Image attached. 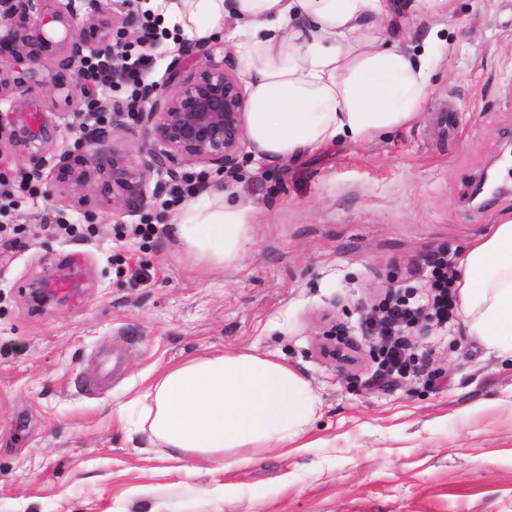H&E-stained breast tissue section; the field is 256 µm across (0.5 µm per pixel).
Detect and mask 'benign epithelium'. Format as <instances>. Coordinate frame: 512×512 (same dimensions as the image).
Segmentation results:
<instances>
[{
	"mask_svg": "<svg viewBox=\"0 0 512 512\" xmlns=\"http://www.w3.org/2000/svg\"><path fill=\"white\" fill-rule=\"evenodd\" d=\"M131 0H0V105L8 114L29 111L30 100L44 85V72H53V90L81 112L82 101L71 77L84 73L93 56H122L124 41L147 37L133 30ZM247 94L240 77L213 52L191 65L173 62L164 82L144 88L134 120L139 125L146 158L130 161L118 146L105 159L110 129L126 115L120 101L103 107L112 111V123L39 166H51L56 187L81 207L90 191L102 183L112 191V207L135 212L144 209L163 186L174 181L188 165L214 166L230 174L235 169L245 137ZM19 143L31 148L51 137L43 123L24 122ZM155 187H150L152 175Z\"/></svg>",
	"mask_w": 512,
	"mask_h": 512,
	"instance_id": "obj_1",
	"label": "benign epithelium"
}]
</instances>
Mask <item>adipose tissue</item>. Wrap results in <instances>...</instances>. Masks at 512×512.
Masks as SVG:
<instances>
[{"instance_id":"1","label":"adipose tissue","mask_w":512,"mask_h":512,"mask_svg":"<svg viewBox=\"0 0 512 512\" xmlns=\"http://www.w3.org/2000/svg\"><path fill=\"white\" fill-rule=\"evenodd\" d=\"M235 15L245 23L236 52L249 77L246 127L257 161L280 164L340 142H361L414 121L428 96L434 53L413 59L385 45L389 0H168L164 19L210 43ZM253 209L228 202L222 187L188 203L171 224L200 267L233 265L251 242ZM456 281L471 335L512 354V218L501 219L464 252ZM116 409L128 439L160 448L175 471L206 472L202 494L223 512L230 484L218 476L246 463V449L288 448L307 431L318 402L276 355L213 351L159 373Z\"/></svg>"}]
</instances>
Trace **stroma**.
Here are the masks:
<instances>
[{
    "label": "stroma",
    "instance_id": "35a3bbf8",
    "mask_svg": "<svg viewBox=\"0 0 512 512\" xmlns=\"http://www.w3.org/2000/svg\"><path fill=\"white\" fill-rule=\"evenodd\" d=\"M387 38L415 52L442 42L432 90L408 126L340 143L279 167L241 149L233 175L188 166L201 189L221 184L256 213L253 242L235 266L200 268L170 237L182 210L161 191L144 210L113 209L99 194L86 211L63 193L33 197L19 180L36 163L0 129V181L12 184L7 223L22 247L0 241V512H112L132 488L183 499L181 475L155 449L130 448L112 420L170 365L211 351L275 354L317 397L305 447L262 449L223 474L224 512H512V358L485 347L461 316L410 330L426 374L383 387L368 378L375 341L362 321L386 295L427 293L418 267L462 249L512 216V167L486 205L471 200L483 171L512 150V0H398ZM203 46L168 32L151 47L149 83ZM37 103L55 128L46 156L86 138L54 100ZM61 224H89L71 239ZM154 224L140 245L131 234ZM143 266L149 286L115 273L113 258ZM55 267L73 294L32 295ZM353 360L321 356L331 327ZM122 353L109 375L103 356Z\"/></svg>",
    "mask_w": 512,
    "mask_h": 512
}]
</instances>
